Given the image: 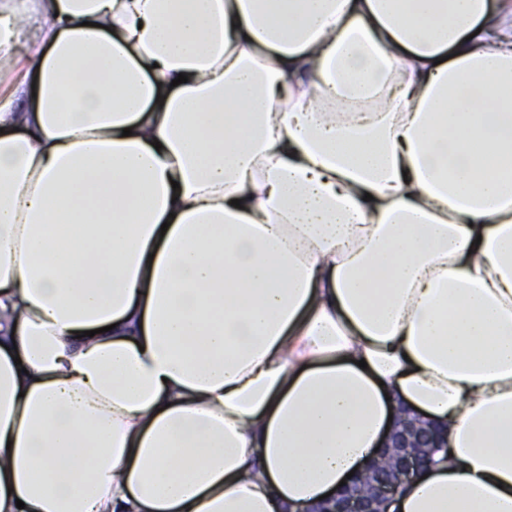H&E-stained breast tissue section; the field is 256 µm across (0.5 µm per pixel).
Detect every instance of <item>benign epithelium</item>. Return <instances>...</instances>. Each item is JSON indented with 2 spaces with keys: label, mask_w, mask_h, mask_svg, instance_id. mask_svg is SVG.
<instances>
[{
  "label": "benign epithelium",
  "mask_w": 512,
  "mask_h": 512,
  "mask_svg": "<svg viewBox=\"0 0 512 512\" xmlns=\"http://www.w3.org/2000/svg\"><path fill=\"white\" fill-rule=\"evenodd\" d=\"M440 447L439 428L399 409L385 442L362 472L314 512H387L401 488L425 469Z\"/></svg>",
  "instance_id": "benign-epithelium-1"
}]
</instances>
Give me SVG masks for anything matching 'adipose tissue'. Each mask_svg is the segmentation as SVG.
Returning <instances> with one entry per match:
<instances>
[{
    "mask_svg": "<svg viewBox=\"0 0 512 512\" xmlns=\"http://www.w3.org/2000/svg\"><path fill=\"white\" fill-rule=\"evenodd\" d=\"M0 512H512V0H0ZM185 83H177L178 74ZM435 425L400 408L385 442L348 485L314 512H386L401 488L415 479L442 447Z\"/></svg>",
    "mask_w": 512,
    "mask_h": 512,
    "instance_id": "obj_1",
    "label": "adipose tissue"
}]
</instances>
